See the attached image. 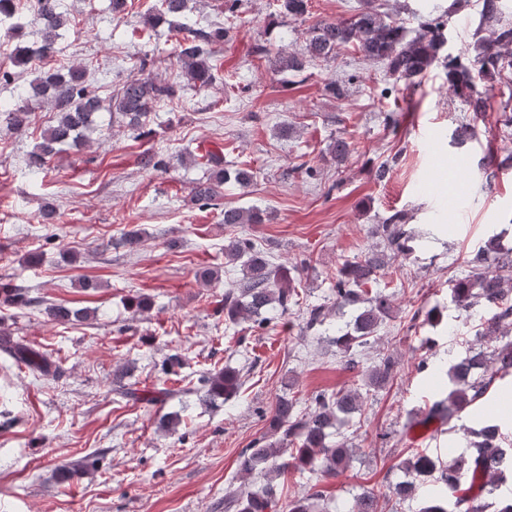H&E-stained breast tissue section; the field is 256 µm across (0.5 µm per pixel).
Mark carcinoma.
Instances as JSON below:
<instances>
[{
	"label": "carcinoma",
	"instance_id": "cac0c4a2",
	"mask_svg": "<svg viewBox=\"0 0 512 512\" xmlns=\"http://www.w3.org/2000/svg\"><path fill=\"white\" fill-rule=\"evenodd\" d=\"M282 13L299 17L307 13L308 0H277ZM160 10L148 15L144 24L152 30L170 17H183L187 0H159ZM32 8L42 26L41 39L32 47H19L15 55L17 64H24L32 55L48 56L58 52L59 30L67 26L69 17L61 0H32ZM509 0H482L481 25L489 32L480 37L474 46L472 57L448 58V87L463 100L469 112L487 111L485 91L479 89L480 81H491L502 71L512 68V22L506 19ZM180 29L185 36L178 42L176 55L189 80L198 89H206L213 82V66L210 46L224 41L226 31L222 27H201L196 22L183 23ZM351 45L362 57L373 63H381L386 74L406 80L411 85L420 83L425 73L438 60L444 46L441 17L422 22L418 33L409 38L403 23L388 17L367 5L347 19L321 21L314 25L306 39L304 51L280 52L275 59V70L300 72L312 60L326 59L337 48ZM148 66L147 58L138 60L141 74L127 78L113 95L110 108L112 115L126 122L137 136H145L143 118L157 104L175 97V88L167 83L143 75ZM49 104L57 112L56 122L43 132L37 152L29 160V167L38 171L55 152L56 146L76 140L94 130L95 114L99 100L85 85V72L69 68L65 72L48 73L31 87V95L12 108L0 109V122L6 127L20 130L27 122L29 111ZM191 160L207 168V180L193 188V198L209 204L220 194L225 182L234 180L241 186L252 180L250 171L224 168V153L207 151L191 156ZM265 212L258 208H226V224H262ZM401 216L395 214L388 223L375 228L383 249L370 251L364 259L346 263L336 277L333 291L336 304L353 306L363 304L354 315L352 329L336 337V346L347 357V364L356 365L358 350L370 344L378 328L389 316L391 305L388 296L377 292L370 299L363 298V286L375 279L378 271L387 265L386 251L404 254L412 250L408 242L412 236L403 225ZM224 257L231 262L242 261L243 281L224 292V321L236 324L251 321L265 329L273 321L268 310L278 308L287 312L298 304V292L291 287L287 269L275 264L268 252L260 249L250 238L232 236L224 239ZM485 262L476 255L470 273L457 280L451 289L452 302L459 307L484 304L491 315L482 324L479 335L483 338L503 336L512 326V305L505 303L508 291L505 284L512 281V255L498 253L496 271L490 273L481 268ZM44 313L58 323H68L78 312L63 305L51 304ZM398 361L387 355L373 366L363 379V386L380 389L395 376ZM512 375V342L497 346L490 351L482 347H470L464 357L448 369L452 388L448 396L435 400L419 418L408 427L426 426L434 420L449 421L468 407L481 400L496 380ZM206 396L227 401L237 395L239 378L232 368L208 372L201 376ZM296 400L280 397L272 407L270 427L280 435L278 443L266 442L258 447L242 450L238 460V473L244 478H262L264 484L253 493H228L224 495V512H312L318 492L303 491L280 503L282 493L274 480L288 469L304 472L320 471L327 475L343 473L353 461L357 449L344 443L331 446L327 442L328 430L342 415L359 410V390L316 394L309 412L298 416ZM475 440L467 453H448V462L425 452H417L404 461L411 481L395 485L393 497L398 506L413 497L417 481L432 477L440 484L441 495L420 512H448V499H454L458 512H486L484 494L493 491L492 484L512 479V448L506 447V438L500 424L485 421L473 431ZM293 446L290 459L283 460L282 446ZM379 503L372 494H360L352 512H378Z\"/></svg>",
	"mask_w": 512,
	"mask_h": 512
}]
</instances>
